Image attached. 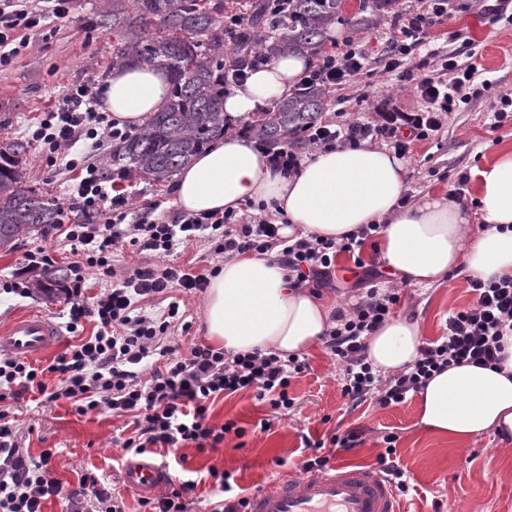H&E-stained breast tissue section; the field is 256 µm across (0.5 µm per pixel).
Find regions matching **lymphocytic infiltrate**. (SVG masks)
Instances as JSON below:
<instances>
[{
    "label": "lymphocytic infiltrate",
    "instance_id": "1",
    "mask_svg": "<svg viewBox=\"0 0 512 512\" xmlns=\"http://www.w3.org/2000/svg\"><path fill=\"white\" fill-rule=\"evenodd\" d=\"M453 11L451 0H415L394 19L395 34L379 51L384 72L410 83L426 100L425 110L408 114L384 108L375 117L319 118L303 130L301 144L289 142L271 149L272 165L289 175L297 173L304 145L328 150L382 141L406 154L412 141L435 136L449 113L468 102L467 91L473 83L490 90V81H478L475 62L463 66L456 55L440 57L428 47L430 30L450 20ZM69 13V0H0V66L28 48L31 33L45 19L62 21ZM368 53L366 45L354 41L338 52H320L302 83L332 94L343 90L362 75ZM432 62L437 65L433 71L428 68ZM97 96L92 83L71 86L61 105L28 129L30 141L42 146L47 163H64L75 173L67 194L73 218L57 224L55 231L79 256L72 265L75 277L64 290L65 328L79 339L45 368L23 357H0V401L35 393L53 402L67 400L81 415L105 408L129 417L134 430L122 447L136 456L188 444L201 451L213 449L226 434L243 436L235 423L211 424V405L221 396L247 389L257 399H269L274 409H290V380L307 367L299 356L259 351L231 354L203 344L182 352L166 343L180 320L178 303H169L159 315L143 312V302L167 294L173 286L189 292L208 287L206 274L165 262L179 247L201 238L207 239L215 254L227 258L246 252L276 253L289 281L298 286L309 282L317 289L329 286L337 256L351 255L367 289L351 310L334 312V324L323 343L342 371L341 393L353 405L370 396L384 407L399 405L445 368L500 362L501 341L512 331V277L486 281L473 276L467 280L472 304L449 314L445 334L421 347L411 367L387 378L374 371L366 360V340L393 315L401 300L400 289L374 287L379 272L366 267L361 257L365 241L380 234L382 225H363L339 242L312 236L290 243L264 211L247 218L232 212L168 218L153 203L147 213L128 222L129 195L118 190L115 178L96 164L70 156L79 142H89L95 152L128 135L98 111ZM124 242L136 251L149 252L151 260L119 279L112 267V250ZM90 274L111 279L110 288L88 295L85 283ZM88 321L93 324L91 335H79V328ZM152 357L157 366L144 370V361ZM48 372L55 374V386L45 383ZM54 454V449L46 448L34 456L21 448L8 412L0 409V512H43L50 499L84 503L91 512H125L121 494L95 473L82 474L75 487L64 485L49 466Z\"/></svg>",
    "mask_w": 512,
    "mask_h": 512
}]
</instances>
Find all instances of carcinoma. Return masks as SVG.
Listing matches in <instances>:
<instances>
[{"label": "carcinoma", "mask_w": 512, "mask_h": 512, "mask_svg": "<svg viewBox=\"0 0 512 512\" xmlns=\"http://www.w3.org/2000/svg\"><path fill=\"white\" fill-rule=\"evenodd\" d=\"M343 0H288L277 14L272 0H249V22L225 46L228 0H100L99 24H112L121 42L112 65L141 63L165 70L172 84L163 111L112 151V166L146 174L157 182L171 179L215 138L224 135V65H248L258 58L286 53H316L336 25L352 30L363 18L347 17ZM325 92L316 86L294 92L247 127L261 140L277 144L315 120ZM28 145L0 142V252L57 223L56 204L26 185L23 159ZM66 270L48 269L37 288L50 294Z\"/></svg>", "instance_id": "1"}]
</instances>
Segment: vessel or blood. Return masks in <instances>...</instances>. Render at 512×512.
<instances>
[{
    "instance_id": "vessel-or-blood-1",
    "label": "vessel or blood",
    "mask_w": 512,
    "mask_h": 512,
    "mask_svg": "<svg viewBox=\"0 0 512 512\" xmlns=\"http://www.w3.org/2000/svg\"><path fill=\"white\" fill-rule=\"evenodd\" d=\"M59 330L41 315H22L0 327V352L22 357L42 354L57 342ZM157 464L129 461L126 484L151 494L165 481ZM248 512H401L398 496L378 470L361 464H341L327 472H307L281 479L253 496Z\"/></svg>"
}]
</instances>
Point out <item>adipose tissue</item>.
I'll return each instance as SVG.
<instances>
[{"mask_svg": "<svg viewBox=\"0 0 512 512\" xmlns=\"http://www.w3.org/2000/svg\"><path fill=\"white\" fill-rule=\"evenodd\" d=\"M307 55L270 59L224 98L235 125L260 107L286 97L304 77ZM170 92L166 72L146 65L115 68L103 107L119 125L142 126L163 109ZM406 163L393 151L363 144L318 151L298 174L274 169L245 138L216 140L177 176L175 202L190 213L240 210L265 203L284 216L286 237L315 235L336 241L362 224H380L381 259L398 281L430 287L463 268L489 280L512 275V149L472 171L481 205L473 225L464 201L445 190L404 202ZM206 336L225 352L256 350L300 354L315 348L332 326V309L306 287L293 288L274 255L239 254L225 260L204 299ZM418 322L401 315L369 335L366 357L390 376L420 355ZM500 367L463 364L434 374L419 394V424L456 444L491 432L512 438V335L503 339Z\"/></svg>", "mask_w": 512, "mask_h": 512, "instance_id": "ef3b65f1", "label": "adipose tissue"}]
</instances>
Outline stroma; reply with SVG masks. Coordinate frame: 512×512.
<instances>
[{
  "instance_id": "1",
  "label": "stroma",
  "mask_w": 512,
  "mask_h": 512,
  "mask_svg": "<svg viewBox=\"0 0 512 512\" xmlns=\"http://www.w3.org/2000/svg\"><path fill=\"white\" fill-rule=\"evenodd\" d=\"M464 10L455 12L444 24L430 32L432 44L440 50L466 55L475 48L482 76L492 83L490 92L472 96L460 111L450 113L447 123L428 140L413 142L406 155V194L416 199L429 190H454L458 179L470 175L475 166L494 158L502 149L512 148V114L494 121L493 108L499 96L512 95V24L494 20L485 12L483 0H464ZM98 0H71L68 20L49 22L35 33L23 56L0 67V141L26 140L27 128L42 112L57 105L70 85L94 79L105 82L112 72L114 39L111 29L96 22ZM365 82L341 90L346 109H355V100L372 85L375 95L367 100V110L390 104L413 112L426 103L412 88L399 87L382 70L377 58H370ZM24 176L39 197L64 204L71 178L68 170L50 169L37 147H30ZM135 205L159 202L166 216L177 214L175 183L157 182L133 174ZM44 248L55 266L70 268L75 257L69 243L45 232L25 239L11 253L0 252V284L19 280L23 284L37 278L40 266L30 264L27 254ZM178 301L183 327L172 329L171 345L187 348L205 343L203 292L172 290ZM473 296L464 273L456 271L430 288L404 286L396 311L418 320L423 342L444 333L450 311L469 306ZM64 295L31 291L22 298L0 296V325L14 316L33 312L62 323ZM306 372L292 378L288 395L293 406L288 412L275 410L253 393L241 392L217 399L211 408V422L219 426L235 422L243 437L227 435L217 449L197 451L189 445L167 456L171 477L182 470L193 473L197 483L190 497L193 512H210L216 497L210 468L230 472L236 484L254 492L282 477L299 476L298 463L308 453L305 440H330L333 435L358 431L360 444L353 450H336L333 463L358 462L376 466L385 450L384 436L397 438L395 458L407 475L408 490L400 498L404 512H512V452L503 450L498 436L487 433L467 443L465 450L426 434L418 425V397L383 407L375 399L351 406L341 394V370L324 347L306 353ZM7 409L21 447L31 454L55 449L51 468L64 484L76 485L85 472L96 473L112 482L124 497L129 512H135L138 494L123 481L129 460L119 437L126 420L101 410L85 415L65 402L33 400L31 395L6 399ZM270 422L268 431H259V420Z\"/></svg>"
}]
</instances>
